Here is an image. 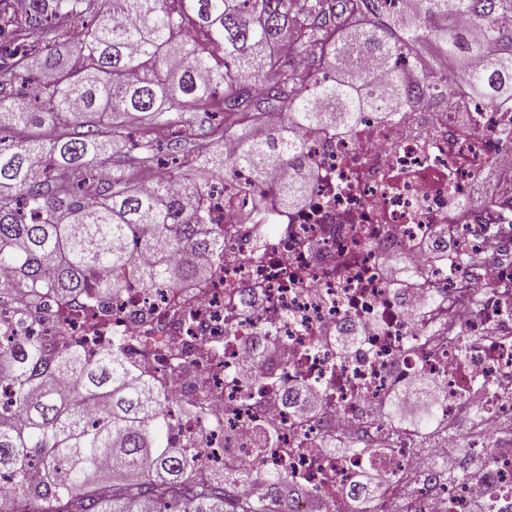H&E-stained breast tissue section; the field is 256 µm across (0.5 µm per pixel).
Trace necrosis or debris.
Returning a JSON list of instances; mask_svg holds the SVG:
<instances>
[{
	"label": "necrosis or debris",
	"instance_id": "obj_1",
	"mask_svg": "<svg viewBox=\"0 0 512 512\" xmlns=\"http://www.w3.org/2000/svg\"><path fill=\"white\" fill-rule=\"evenodd\" d=\"M407 86L428 73L439 96L408 97L401 112H361L349 127L287 126L309 176L294 207H274L272 187L240 170L198 190L224 253L175 286L127 288L107 304L52 305L30 336L64 330L94 359L118 345L125 364L164 395L177 439L189 442V480L250 470L226 492L269 494L285 474L293 512H349L366 463L385 473L374 512H473L494 493L512 504V262L491 261L474 280L462 256L485 249V229L512 223V104L478 110L455 65L430 54L397 67ZM435 255H412L420 241ZM408 258L417 296L392 287ZM435 394H428V387ZM322 398L302 416L304 388ZM434 396L453 470L434 467L417 430L386 415L397 394ZM490 444L464 454L457 429ZM372 449L336 457L337 439Z\"/></svg>",
	"mask_w": 512,
	"mask_h": 512
}]
</instances>
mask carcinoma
I'll list each match as a JSON object with an SVG mask.
<instances>
[{
    "label": "carcinoma",
    "mask_w": 512,
    "mask_h": 512,
    "mask_svg": "<svg viewBox=\"0 0 512 512\" xmlns=\"http://www.w3.org/2000/svg\"><path fill=\"white\" fill-rule=\"evenodd\" d=\"M328 0H0V311L18 291L50 299L104 300L128 287L175 284L197 274L168 257L184 250L224 252V239L206 231L207 212L196 182L224 170L218 142L195 154L180 142L167 159L151 137L157 126H183L187 112H220L226 125L249 111L252 86L274 101L290 124H350L362 110L401 109L411 95L391 72L396 56H417L426 40L456 65L476 101L512 100V29L499 25L512 0H419L399 33L361 28L336 38L322 25ZM459 16L470 24H455ZM448 25L432 28L429 20ZM73 35L78 52L63 66L49 35ZM320 51L326 70L368 54L390 71L389 93L357 95L371 76L361 70L333 83L282 63L275 48ZM39 71L35 85L30 68ZM118 116L120 120L112 121ZM129 140L128 167L112 162V145ZM231 168L261 186L269 173L292 166L276 190L288 208L306 190L304 149L275 129L240 134ZM191 164L195 181L180 190L163 181L149 188L140 175ZM144 251L155 262L138 264ZM66 335L23 333L0 348V383L13 386L19 414L0 409V476L20 483L21 499L41 512H276L283 475L267 478L265 501L229 504L224 483H188V451L172 440L171 411L147 382L133 378L107 347L93 361L64 346ZM103 403L90 418L85 405ZM125 471L123 484L90 482L103 462ZM49 476L24 479L27 463Z\"/></svg>",
    "instance_id": "carcinoma-1"
}]
</instances>
